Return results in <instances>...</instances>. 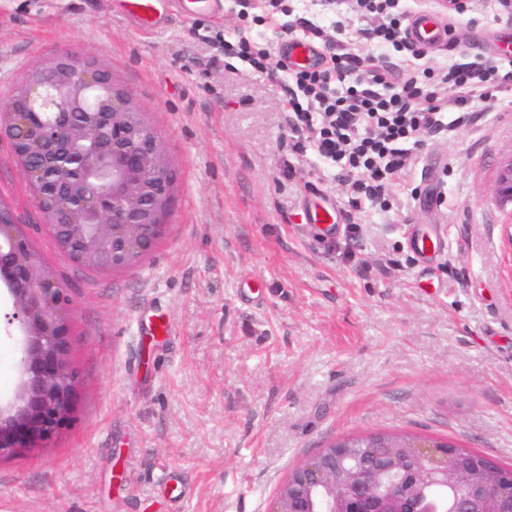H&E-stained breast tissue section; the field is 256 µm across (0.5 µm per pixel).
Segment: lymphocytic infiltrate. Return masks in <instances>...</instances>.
I'll return each instance as SVG.
<instances>
[{
  "label": "lymphocytic infiltrate",
  "mask_w": 512,
  "mask_h": 512,
  "mask_svg": "<svg viewBox=\"0 0 512 512\" xmlns=\"http://www.w3.org/2000/svg\"><path fill=\"white\" fill-rule=\"evenodd\" d=\"M347 10L373 19L366 32L374 50L334 55L314 68L293 67L271 45L245 32L234 40L215 35L224 54L246 63L283 90L290 112L287 135L294 151L315 147L318 155L343 162L355 200L383 206L394 180L413 164L405 142L454 133L471 119L473 105L512 87L506 59L476 57L468 63L427 65L428 49L408 36V11L400 0H344ZM405 51L403 64L381 65L378 49Z\"/></svg>",
  "instance_id": "f902f5d3"
}]
</instances>
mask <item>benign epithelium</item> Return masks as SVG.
<instances>
[{
	"instance_id": "7a95c632",
	"label": "benign epithelium",
	"mask_w": 512,
	"mask_h": 512,
	"mask_svg": "<svg viewBox=\"0 0 512 512\" xmlns=\"http://www.w3.org/2000/svg\"><path fill=\"white\" fill-rule=\"evenodd\" d=\"M2 135L41 223L75 264L124 268L166 231L177 184L167 141L104 66L69 53L34 65L0 102ZM494 192L512 203V158L500 166ZM19 223L0 205V281L13 300L4 318L23 333L20 387L15 400L0 406V456L41 448L74 410L66 287L44 263L29 262L30 242L19 236ZM384 459L350 481L336 468V449L320 450L303 462L298 482L279 486L269 512H413L427 479L461 486L462 512H482L490 499L512 509V468L487 455L489 464L469 471L450 440L425 436Z\"/></svg>"
}]
</instances>
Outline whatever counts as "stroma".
Instances as JSON below:
<instances>
[{"label": "stroma", "instance_id": "35a3bbf8", "mask_svg": "<svg viewBox=\"0 0 512 512\" xmlns=\"http://www.w3.org/2000/svg\"><path fill=\"white\" fill-rule=\"evenodd\" d=\"M136 27L121 0H0V99L63 51L102 64L165 136L174 215L138 266L97 272L38 226L8 139L0 196L70 299V424L0 459V512H267L290 468L334 437L393 427L512 464V228L491 190L512 157V90L476 102L455 137H426L387 210L354 208L340 165L290 155L279 87L227 66L205 35L234 39L241 5ZM466 63L512 35L503 0L455 24ZM301 166L280 176L283 159ZM443 180L430 204L426 184ZM344 216L302 224L312 195ZM361 226L348 244L346 226ZM445 230L433 260L412 232ZM0 283V405L19 388L20 330Z\"/></svg>", "mask_w": 512, "mask_h": 512}]
</instances>
